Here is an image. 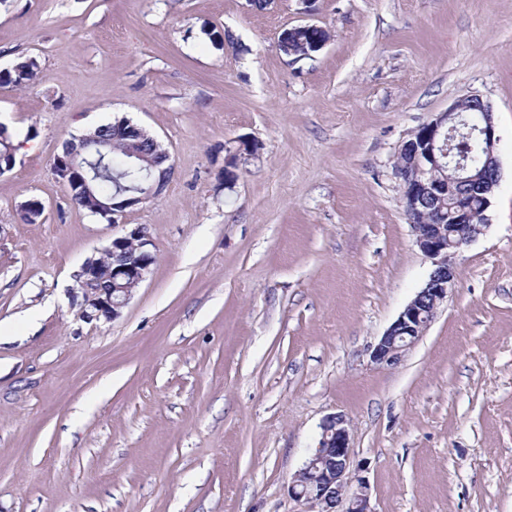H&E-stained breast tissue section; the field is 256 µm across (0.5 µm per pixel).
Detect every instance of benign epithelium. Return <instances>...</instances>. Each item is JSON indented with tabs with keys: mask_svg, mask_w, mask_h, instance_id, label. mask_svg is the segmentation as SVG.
Segmentation results:
<instances>
[{
	"mask_svg": "<svg viewBox=\"0 0 512 512\" xmlns=\"http://www.w3.org/2000/svg\"><path fill=\"white\" fill-rule=\"evenodd\" d=\"M473 101L474 115L463 112V102ZM469 129L484 148L482 170H475L466 160L457 157L453 142L458 133ZM117 129L138 144L149 140L159 149L161 142L128 120L118 122ZM86 135L72 136L64 149L65 157L55 175L68 191H90V176L81 160ZM498 136L492 107L477 94L457 99L446 112L439 113L432 121L418 129V140L404 141L398 151L409 156L408 164L396 163L395 174L403 187L405 215L412 224L415 243L431 261L432 270L422 288L399 313L397 318L379 338L371 351V362L379 367L398 365L409 350L426 332L438 308L446 301L456 286L454 258L460 250L484 232L485 225L473 223L474 210L464 196L452 189L454 184L483 182L480 188L481 215L491 207V200L500 182V164L496 155ZM448 194L452 205L448 213L433 215L427 224L414 223V216L429 196ZM159 195L150 181L138 189V194L117 200L106 199L99 205L101 214L111 219L113 226L124 232L113 238L103 254L112 257L106 267L99 259L87 261L76 275L77 300L82 318L93 321L100 318L114 320L129 303L134 291L147 278L155 263L154 243L143 224L129 228L123 224L127 210L139 206ZM110 279L112 287L94 288L100 275ZM351 428L346 418L339 414L326 417L316 448L289 486L292 496L303 500L313 509H326L328 505L342 503L344 512H373L370 504V487L365 477L353 469Z\"/></svg>",
	"mask_w": 512,
	"mask_h": 512,
	"instance_id": "obj_1",
	"label": "benign epithelium"
}]
</instances>
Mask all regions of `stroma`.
I'll list each match as a JSON object with an SVG mask.
<instances>
[{
	"instance_id": "1",
	"label": "stroma",
	"mask_w": 512,
	"mask_h": 512,
	"mask_svg": "<svg viewBox=\"0 0 512 512\" xmlns=\"http://www.w3.org/2000/svg\"><path fill=\"white\" fill-rule=\"evenodd\" d=\"M305 23L330 40L281 55ZM25 57L41 80L0 85L25 140L0 176V512H310L288 486L332 414L374 512H512V0H5L0 70ZM470 93L499 138L489 224L382 368L372 345L431 271L396 155ZM122 119L173 173L125 218L150 274L88 322L74 275L121 230L52 163ZM243 138L260 151L228 189Z\"/></svg>"
}]
</instances>
